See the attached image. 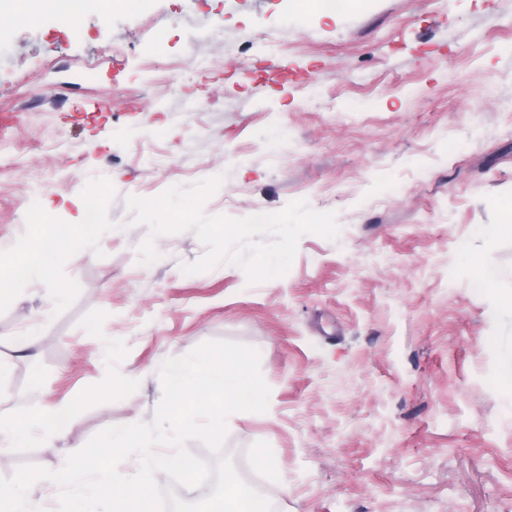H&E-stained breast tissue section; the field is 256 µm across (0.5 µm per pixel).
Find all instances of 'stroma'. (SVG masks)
Returning <instances> with one entry per match:
<instances>
[{
	"label": "stroma",
	"mask_w": 512,
	"mask_h": 512,
	"mask_svg": "<svg viewBox=\"0 0 512 512\" xmlns=\"http://www.w3.org/2000/svg\"><path fill=\"white\" fill-rule=\"evenodd\" d=\"M1 112L19 122L0 141V250L40 215L122 233L0 300V333L34 344H0V397L73 408L64 438L9 448L0 475L152 421L163 361L225 339L258 350L271 395L229 418L224 452L276 512H512L496 383L512 313L462 262L512 291V232L494 229L512 197V0H359L334 18L296 0L92 2L75 29H0ZM218 175L205 214L304 200L339 237L302 235L262 283L228 262L185 274L195 233L151 236L125 200Z\"/></svg>",
	"instance_id": "1"
}]
</instances>
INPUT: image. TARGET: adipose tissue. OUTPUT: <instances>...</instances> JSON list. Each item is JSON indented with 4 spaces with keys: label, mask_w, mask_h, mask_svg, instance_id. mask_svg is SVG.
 I'll return each instance as SVG.
<instances>
[{
    "label": "adipose tissue",
    "mask_w": 512,
    "mask_h": 512,
    "mask_svg": "<svg viewBox=\"0 0 512 512\" xmlns=\"http://www.w3.org/2000/svg\"><path fill=\"white\" fill-rule=\"evenodd\" d=\"M94 230L91 224H75L63 233L45 221L35 224L26 247L15 253L0 254V297L7 296L13 282L22 278L52 280L56 258L67 253L75 243L86 242ZM70 415L67 407L30 415L0 408V440L13 446L35 436L46 442L60 439Z\"/></svg>",
    "instance_id": "adipose-tissue-1"
}]
</instances>
